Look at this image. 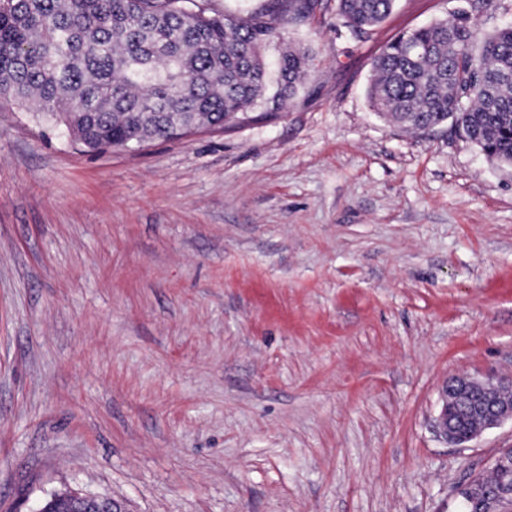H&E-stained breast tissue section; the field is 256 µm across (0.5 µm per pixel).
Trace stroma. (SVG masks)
Returning <instances> with one entry per match:
<instances>
[{
	"mask_svg": "<svg viewBox=\"0 0 512 512\" xmlns=\"http://www.w3.org/2000/svg\"><path fill=\"white\" fill-rule=\"evenodd\" d=\"M470 0L335 10L278 117L90 152L0 102V512H455L512 448L432 428L512 376V164L373 112V62ZM395 0H336V15L358 35L382 22ZM73 512H121L120 507L109 496L74 493Z\"/></svg>",
	"mask_w": 512,
	"mask_h": 512,
	"instance_id": "35a3bbf8",
	"label": "stroma"
}]
</instances>
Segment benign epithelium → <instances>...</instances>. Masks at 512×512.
<instances>
[{
	"label": "benign epithelium",
	"instance_id": "obj_1",
	"mask_svg": "<svg viewBox=\"0 0 512 512\" xmlns=\"http://www.w3.org/2000/svg\"><path fill=\"white\" fill-rule=\"evenodd\" d=\"M465 408L480 425L466 436L455 431L452 421ZM512 423V377H473L460 375L440 389V408L434 419L436 433L447 443L464 445L484 432ZM492 468L502 473L500 481L484 485L473 480L457 491L458 505L471 512H496L505 499L512 498V448L502 449L492 462ZM72 512H121L109 496L74 493Z\"/></svg>",
	"mask_w": 512,
	"mask_h": 512
}]
</instances>
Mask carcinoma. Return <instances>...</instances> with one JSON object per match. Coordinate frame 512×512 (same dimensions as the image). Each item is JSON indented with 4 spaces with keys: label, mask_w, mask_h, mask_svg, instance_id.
<instances>
[{
    "label": "carcinoma",
    "mask_w": 512,
    "mask_h": 512,
    "mask_svg": "<svg viewBox=\"0 0 512 512\" xmlns=\"http://www.w3.org/2000/svg\"><path fill=\"white\" fill-rule=\"evenodd\" d=\"M395 0H336L358 35ZM317 0H268L246 16L183 0H0V100L63 128L88 150L139 146L183 131L281 112L303 83L309 54L281 53L267 92L263 49L308 22ZM476 23L456 16L405 33L373 63L375 112L407 130L452 119L488 157L512 162V25L474 50ZM69 492L42 502L69 512Z\"/></svg>",
    "instance_id": "1"
}]
</instances>
